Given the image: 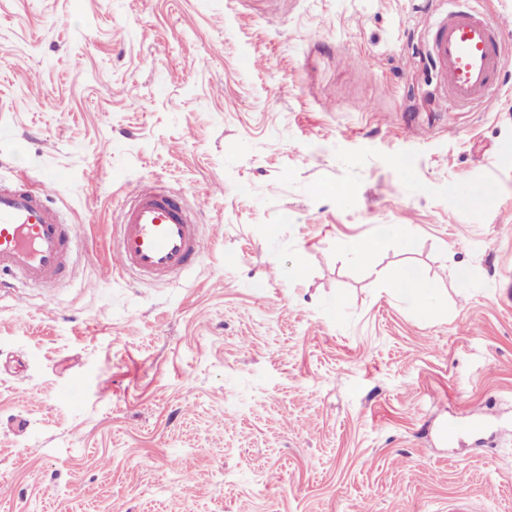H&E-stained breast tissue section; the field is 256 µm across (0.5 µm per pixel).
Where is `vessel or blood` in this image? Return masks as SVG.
I'll list each match as a JSON object with an SVG mask.
<instances>
[{"label": "vessel or blood", "instance_id": "obj_1", "mask_svg": "<svg viewBox=\"0 0 512 512\" xmlns=\"http://www.w3.org/2000/svg\"><path fill=\"white\" fill-rule=\"evenodd\" d=\"M428 46V57L450 106L478 103L493 110L512 71L502 39L512 31L482 16L473 0H451ZM117 269L164 283L199 262L207 240L189 207L159 181L136 184L118 214ZM76 232L53 206L46 183L26 173L0 181V286L12 277L45 287L65 273Z\"/></svg>", "mask_w": 512, "mask_h": 512}]
</instances>
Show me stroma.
<instances>
[{
  "label": "stroma",
  "instance_id": "1",
  "mask_svg": "<svg viewBox=\"0 0 512 512\" xmlns=\"http://www.w3.org/2000/svg\"><path fill=\"white\" fill-rule=\"evenodd\" d=\"M442 7L0 0V179L77 233L0 290V512H512V80L449 111ZM148 179L209 241L170 283L112 271Z\"/></svg>",
  "mask_w": 512,
  "mask_h": 512
}]
</instances>
